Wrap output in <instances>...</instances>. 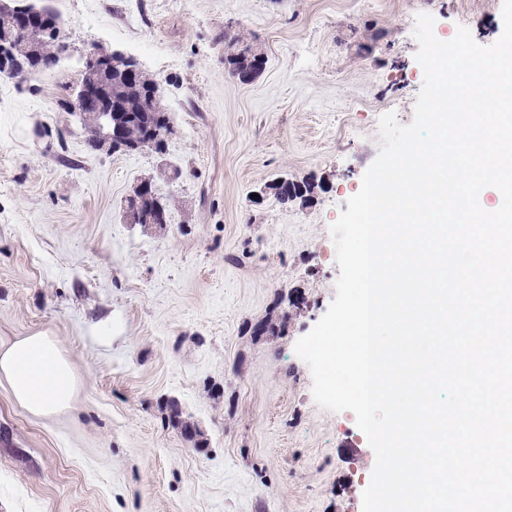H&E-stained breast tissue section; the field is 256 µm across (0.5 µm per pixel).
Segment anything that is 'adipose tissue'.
I'll use <instances>...</instances> for the list:
<instances>
[{"mask_svg":"<svg viewBox=\"0 0 512 512\" xmlns=\"http://www.w3.org/2000/svg\"><path fill=\"white\" fill-rule=\"evenodd\" d=\"M0 376L10 384L15 401L35 416H52L69 405L76 378L57 340L44 334L27 336L0 350Z\"/></svg>","mask_w":512,"mask_h":512,"instance_id":"ef3b65f1","label":"adipose tissue"}]
</instances>
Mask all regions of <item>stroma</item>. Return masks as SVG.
<instances>
[{
	"instance_id": "35a3bbf8",
	"label": "stroma",
	"mask_w": 512,
	"mask_h": 512,
	"mask_svg": "<svg viewBox=\"0 0 512 512\" xmlns=\"http://www.w3.org/2000/svg\"><path fill=\"white\" fill-rule=\"evenodd\" d=\"M52 5L59 65L0 79V348L55 337L77 385L38 417L0 378V512H362L375 454L352 412L316 403L294 347L335 298L330 228L378 154L380 117L413 119L416 15L487 46L502 0ZM228 30L266 57L252 83L224 65ZM92 44L161 79L165 154L88 146L63 101ZM169 166L166 230L125 223L132 188ZM281 175L315 183L314 200H253Z\"/></svg>"
}]
</instances>
